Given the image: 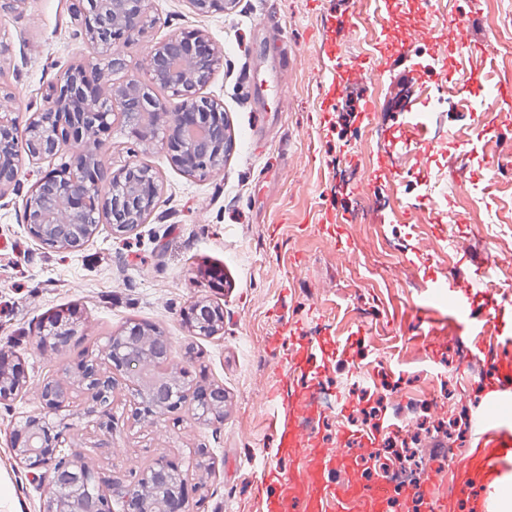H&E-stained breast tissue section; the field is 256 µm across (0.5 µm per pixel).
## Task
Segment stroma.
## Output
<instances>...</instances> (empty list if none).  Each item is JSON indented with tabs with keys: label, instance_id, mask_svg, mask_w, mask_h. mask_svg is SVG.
Here are the masks:
<instances>
[{
	"label": "stroma",
	"instance_id": "obj_1",
	"mask_svg": "<svg viewBox=\"0 0 512 512\" xmlns=\"http://www.w3.org/2000/svg\"><path fill=\"white\" fill-rule=\"evenodd\" d=\"M73 0H23L0 13V77L5 107L26 122L57 74L94 58L81 35ZM157 22L126 47L124 71L141 73L151 48L173 32H196L219 49L205 96L224 107L230 136L219 174L190 176L161 146L139 144L114 121L96 151L116 170L130 160L150 166L161 192L154 210L130 233L101 223L77 251L35 241L23 221L33 185L70 154L23 158L19 187L0 192V347L19 357L29 388L0 404V512H43L49 470L27 469L10 436L43 404L33 386L56 377L83 354L101 349L127 320L166 334L171 363L223 387L231 411L223 422L196 421L190 412L155 423L131 416L138 376L126 375L112 401V427L100 426L88 401L71 394L58 419L68 423L65 447L82 453L98 476L129 479L165 457L188 466L206 449V470L191 512H262L255 483L264 466L288 468L271 429L270 388L290 395L318 382L322 411L306 429L328 447L356 434L367 455L348 454L338 481L369 478L370 452L399 425L410 403L427 402L434 421L460 417L483 403L487 374L507 355L477 349L466 322L436 298L433 286L449 270L489 266L512 284V107L487 110L481 125L455 107L430 115L429 143L413 125L422 100H397L396 73L367 83L358 69L384 55L405 59L410 84L432 85L468 101L486 85L512 82L500 48L512 47V0H233L226 11L200 14L187 0H151ZM456 14L468 26L438 33L455 43L446 59L426 45L403 43L406 27ZM490 48L474 49V32ZM335 38L353 78L351 95L323 111L319 79L328 38ZM376 114L365 116L367 103ZM371 133V154L360 157V134ZM501 148L488 158L486 144ZM215 265L222 287L198 268ZM206 298L224 310V332L190 335L182 312ZM78 306L76 336L52 356L37 347L49 313ZM290 324V346L310 345L306 373L286 375L285 349L270 347L277 327ZM196 354L187 357L186 346ZM379 406L374 423L362 409ZM107 449H100V441ZM470 444L424 439L418 452L436 496L447 495L451 459Z\"/></svg>",
	"mask_w": 512,
	"mask_h": 512
}]
</instances>
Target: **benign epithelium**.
I'll list each match as a JSON object with an SVG mask.
<instances>
[{
	"label": "benign epithelium",
	"mask_w": 512,
	"mask_h": 512,
	"mask_svg": "<svg viewBox=\"0 0 512 512\" xmlns=\"http://www.w3.org/2000/svg\"><path fill=\"white\" fill-rule=\"evenodd\" d=\"M198 13L226 9V0H188ZM76 17L88 39L96 46V61L73 65L64 70L50 87L44 108L30 115L26 124L28 155L49 159L63 144L71 146L69 162L42 177L23 204V218L29 234L37 241L57 249L73 251L92 238L98 230L97 211L109 218L112 233L125 234L142 223L155 207L160 194L156 173L147 166L130 162L115 172H108L104 160L91 165L85 152L87 140L108 129L107 118L113 106L130 133L137 137L143 126L139 116L150 112L159 116L158 125L170 130L165 140L171 162L189 174H204L223 165L226 151L227 123L224 109L217 101L201 95L210 81L220 52L198 33H173L150 51V62L142 75L112 85L107 95L102 88L86 79V70L125 67L124 48L138 38L149 23V0H85ZM160 86L178 100L169 112L161 99L152 94ZM10 112L0 113V191L20 185L22 164L16 150V122ZM205 300L190 304L184 322L198 336H214L224 330V316L211 315ZM79 316L71 309L58 311L40 326V345L53 349L70 343L76 335ZM159 330L136 323L110 337L102 350L104 359L112 362L113 375L102 372L99 360L83 362L91 366L80 375L42 397L46 408L63 406L71 390L77 388L94 398L105 387L118 385L116 374L123 370L116 342L151 345ZM26 372L19 362L0 357V402L8 401L25 385ZM203 395L199 402L188 399L186 391L177 398L165 385L156 381L139 386L132 416L139 420L173 412L183 407L199 422L215 419L209 395L213 388L195 385ZM62 447V434L53 432L44 417H31L14 431L12 448L16 457L28 468L50 467L52 495L44 503L43 512H111L108 496L97 490L94 468L78 455L57 461ZM155 469L174 482L170 499L154 495L145 473L132 472V481L119 484L126 512H190V500L199 490L198 483L178 465L164 458L155 461Z\"/></svg>",
	"instance_id": "obj_1"
}]
</instances>
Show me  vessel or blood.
<instances>
[{
  "label": "vessel or blood",
  "instance_id": "vessel-or-blood-1",
  "mask_svg": "<svg viewBox=\"0 0 512 512\" xmlns=\"http://www.w3.org/2000/svg\"><path fill=\"white\" fill-rule=\"evenodd\" d=\"M319 91L328 106L343 94L337 65L327 67ZM486 277V272L476 271L472 285L478 288L489 309L480 325L491 328L495 325L493 313L499 304L496 293L485 286ZM485 401V409L473 425L470 453L456 458L448 466L454 480L447 497L438 501L439 512H458L462 501L472 493L469 477L473 474L484 478L480 501H489L512 489V426L499 417L500 407L512 402V367L505 365L493 371ZM317 413V405L304 391L292 394L276 406L273 427L278 455L292 459L295 470L283 476L275 469H268L264 482L257 485L263 512H346L352 503L362 506L363 512H385L390 499L387 483L374 480L335 484L336 461L351 439L343 437L339 447L327 448L313 435L304 433L302 420L314 418Z\"/></svg>",
  "mask_w": 512,
  "mask_h": 512
}]
</instances>
